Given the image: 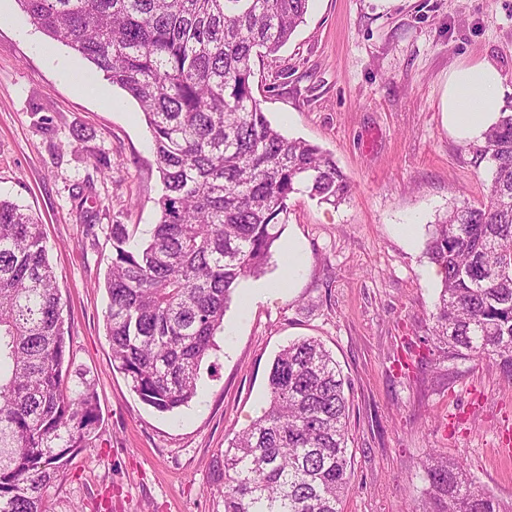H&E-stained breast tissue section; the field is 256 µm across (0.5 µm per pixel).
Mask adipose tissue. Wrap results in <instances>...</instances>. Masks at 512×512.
I'll use <instances>...</instances> for the list:
<instances>
[{"label": "adipose tissue", "instance_id": "1", "mask_svg": "<svg viewBox=\"0 0 512 512\" xmlns=\"http://www.w3.org/2000/svg\"><path fill=\"white\" fill-rule=\"evenodd\" d=\"M505 106L503 76L491 63L462 64L448 73L442 123L462 144H481Z\"/></svg>", "mask_w": 512, "mask_h": 512}]
</instances>
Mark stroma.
Returning a JSON list of instances; mask_svg holds the SVG:
<instances>
[{
  "instance_id": "obj_1",
  "label": "stroma",
  "mask_w": 512,
  "mask_h": 512,
  "mask_svg": "<svg viewBox=\"0 0 512 512\" xmlns=\"http://www.w3.org/2000/svg\"><path fill=\"white\" fill-rule=\"evenodd\" d=\"M0 199L42 224L60 287L74 366L98 393V447L58 473L50 512H223L208 464L267 402L268 376L289 343L319 339L350 387L351 487L343 512H410L424 498L432 450L512 502V380L486 361L440 360L432 334L439 284L424 247L449 204L479 203L485 168L451 139L441 103L449 70L486 61L512 110V0H309L275 55L256 58L252 93L271 124L330 154L352 185L341 204L291 196L264 274L277 280L288 240L309 257L291 288L248 308L232 300L204 360L197 394L171 412L143 403L112 366L102 286L115 224L147 236L161 179L137 103L81 55L53 43L17 0H0ZM72 64L94 82L76 89ZM107 158L100 174L92 155ZM92 216L85 224L84 216Z\"/></svg>"
}]
</instances>
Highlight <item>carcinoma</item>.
<instances>
[{"label":"carcinoma","instance_id":"cac0c4a2","mask_svg":"<svg viewBox=\"0 0 512 512\" xmlns=\"http://www.w3.org/2000/svg\"><path fill=\"white\" fill-rule=\"evenodd\" d=\"M50 40L140 106L159 164L150 238L111 226L104 278L112 362L147 405L197 392L201 363L240 282L273 257L294 194L337 205L352 186L333 158L274 128L251 94L253 58L277 52L309 0H17ZM486 202L448 206L426 241L442 274L432 336L448 360L512 379V113L476 148ZM70 336L40 224L0 200V512H48L75 451L97 447L92 381L70 371ZM266 407L209 464L224 512H342L351 479L349 399L318 340L283 348ZM423 512H512L445 452L423 466Z\"/></svg>","mask_w":512,"mask_h":512}]
</instances>
